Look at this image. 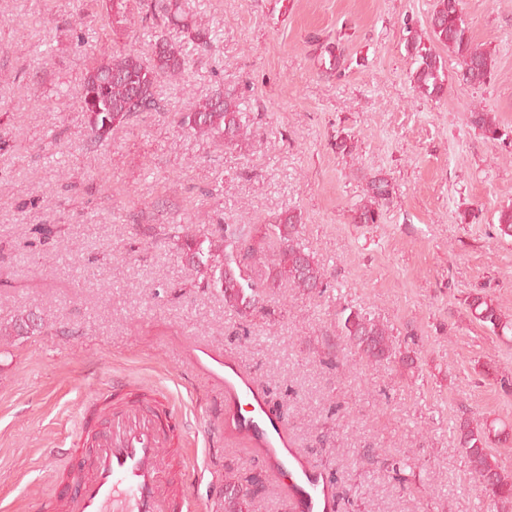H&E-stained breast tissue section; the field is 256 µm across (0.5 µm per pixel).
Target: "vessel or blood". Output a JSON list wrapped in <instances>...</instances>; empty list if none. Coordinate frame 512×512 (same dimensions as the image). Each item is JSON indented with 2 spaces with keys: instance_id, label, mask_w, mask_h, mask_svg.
<instances>
[{
  "instance_id": "obj_1",
  "label": "vessel or blood",
  "mask_w": 512,
  "mask_h": 512,
  "mask_svg": "<svg viewBox=\"0 0 512 512\" xmlns=\"http://www.w3.org/2000/svg\"><path fill=\"white\" fill-rule=\"evenodd\" d=\"M212 377L224 387L225 430L247 439L273 477L294 495L300 512H329L331 495L318 471L291 447L263 395L242 370L225 362ZM77 436L86 454L61 450L67 480L58 486L54 512H209L194 500L189 482L171 477L163 457L179 415L174 398L151 404L143 391L122 400L85 404Z\"/></svg>"
}]
</instances>
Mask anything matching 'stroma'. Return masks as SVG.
<instances>
[{"label": "stroma", "instance_id": "stroma-1", "mask_svg": "<svg viewBox=\"0 0 512 512\" xmlns=\"http://www.w3.org/2000/svg\"><path fill=\"white\" fill-rule=\"evenodd\" d=\"M435 0H199L216 48L188 83L162 82L165 109L91 144L78 104L102 19L83 0H0V321L33 311L43 329L0 337V512H34L64 476L75 415L121 384L172 395L184 433L164 455L196 471L192 493L224 506V466L265 469L238 437L211 430L224 394L200 365L231 357L270 392L302 458L333 473L359 512H493L456 428L512 429V338L479 325L482 292L512 318V139L471 123L480 106L512 130V0H462L492 80L419 95L406 26L428 29ZM344 55L325 74L329 46ZM221 89L242 96L250 139L234 148L182 129L180 112ZM348 137L346 150L336 147ZM393 192L379 223L358 224L372 180ZM222 180L221 197L208 195ZM323 265L326 291L270 290L248 322L200 285L169 240L199 215L254 226L281 212ZM470 213L462 223V213ZM353 307L389 331L395 359L368 363L340 339ZM403 459L400 480L384 455Z\"/></svg>", "mask_w": 512, "mask_h": 512}]
</instances>
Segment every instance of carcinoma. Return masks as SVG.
<instances>
[{
  "label": "carcinoma",
  "mask_w": 512,
  "mask_h": 512,
  "mask_svg": "<svg viewBox=\"0 0 512 512\" xmlns=\"http://www.w3.org/2000/svg\"><path fill=\"white\" fill-rule=\"evenodd\" d=\"M129 4L130 0H112V7L103 16L105 30L115 35L112 50L92 57L80 81L79 104L87 116V136L95 143L111 138L112 130L128 124L141 112L164 111L160 84L185 79L193 53L208 51L217 41L216 31L193 25L183 0H146L152 28L176 26L187 34V41L173 43L153 35L146 51L120 47L117 37L126 30ZM440 47L457 56L463 81L472 86L490 82L494 59L490 52L472 43L460 0H437L429 30L407 27L405 49L417 64L412 81L429 98H440L448 89ZM471 119L486 140L494 142L502 137L499 123L489 113L474 109ZM179 123L198 136L222 140L227 147H236L251 135L238 99L219 90L180 113ZM389 196L387 181H372L371 199L357 209L354 220L359 224L378 223L381 207ZM299 227L300 217L285 212L249 229L239 224H216L199 233L184 232L177 241L186 263L202 277L203 287L223 293L224 305L247 319L271 288L286 283L311 294L324 287L322 267L299 242ZM467 306L473 319L491 331H512V319H507L487 295H471ZM339 328L341 337L366 360L391 358L387 330L359 310L343 309ZM40 329L42 324L30 313L0 324L3 336H23ZM492 432L490 424L476 419L464 420L457 427L459 443L484 496L494 505L512 503V477L503 475L488 453ZM262 484L259 473L224 467V512H251L252 500Z\"/></svg>",
  "instance_id": "cac0c4a2"
}]
</instances>
